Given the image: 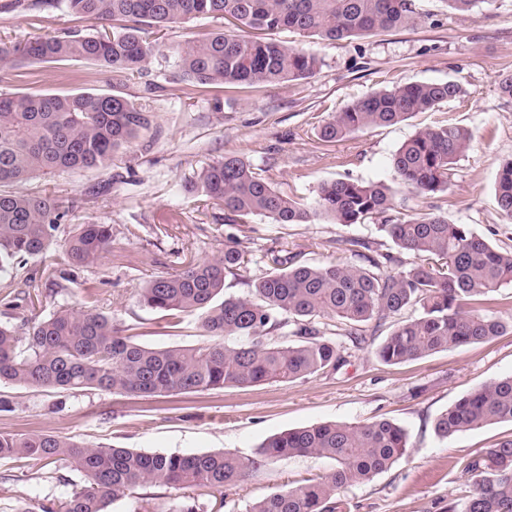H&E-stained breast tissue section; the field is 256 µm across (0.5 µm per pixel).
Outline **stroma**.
<instances>
[{
    "label": "stroma",
    "mask_w": 512,
    "mask_h": 512,
    "mask_svg": "<svg viewBox=\"0 0 512 512\" xmlns=\"http://www.w3.org/2000/svg\"><path fill=\"white\" fill-rule=\"evenodd\" d=\"M0 0V40L21 44L68 30L102 31L65 7L39 14L9 9ZM415 27L340 41L296 31H274V39L317 55L314 77L277 86H204L184 81L173 54L146 64L131 78L84 62L19 64L11 92L69 93L113 89L153 116L159 133L120 152L110 168L63 172L21 183L25 192H51L71 210L66 231L97 222L111 225L112 250L95 266L78 271L57 302L83 304L132 328L150 348L206 343L193 316L171 319L140 306L137 290L147 281L180 270L184 259L220 254L236 236L248 260L227 278L225 294L245 296L254 279L285 252L299 262L354 263L348 243L368 242L381 253L392 241L374 224H275L262 216L228 224L187 186L213 161L234 154L260 177L294 199L313 200L319 185L347 176L363 182L395 183L392 158L418 129L454 122L473 132L457 160L447 192L407 200V214L431 209L454 224H468L502 250L512 249V223L499 214L493 185L502 162L512 159V97L499 91L512 74V0H486L475 14L447 11L441 0H414ZM454 79L456 99L393 126L368 128L326 143L322 124L344 106L374 91L415 81ZM111 181L94 201L85 192ZM345 365L338 371L290 383L227 386L168 397L142 398L104 391H60L0 384V433H48L76 441L183 455L224 451L255 455L270 436L324 422L358 424L387 419L409 433L406 456L370 481L348 487L351 512H448V503L471 482L462 464L482 457L512 424H492L440 439L436 418L481 383L512 375V333L404 364L383 363L374 346L353 347L339 337ZM332 460L287 458L223 492L187 489L203 496L213 512H245L277 485L333 471ZM83 482L66 463L0 461V512L21 503L48 505Z\"/></svg>",
    "instance_id": "obj_1"
}]
</instances>
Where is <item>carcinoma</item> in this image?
Listing matches in <instances>:
<instances>
[{"label":"carcinoma","mask_w":512,"mask_h":512,"mask_svg":"<svg viewBox=\"0 0 512 512\" xmlns=\"http://www.w3.org/2000/svg\"><path fill=\"white\" fill-rule=\"evenodd\" d=\"M65 3L96 23L112 21L97 35L67 32L23 45L0 42V83L13 80L18 59L35 63L90 62L126 77L162 52L145 36L199 17H220L237 29H293L307 37L342 40L412 27L413 0H14L26 10ZM454 12L470 13L486 0H442ZM182 77L194 85H276L308 79L321 67L311 53L265 37L220 30L172 48ZM453 79L412 82L354 101L327 121L319 139L333 142L367 127L390 126L455 99ZM153 129L152 116L122 94H41L0 91V276L30 257L46 256L40 272L26 279L20 328L0 324V382L66 391L98 390L139 397L201 392L227 385L288 383L337 371L342 347L321 330L335 327L356 346L406 309L376 347L387 364L489 340L512 328L501 318L469 308L512 285V251H501L468 224L434 213L390 216L397 187L421 196L448 190L450 172L473 138L465 126L448 122L417 130L393 155L397 186L349 178L319 185L307 206L258 176L249 161L226 155L204 167L188 191L200 192L225 219L259 215L275 224H336L379 220L399 254L358 253L360 265H297L272 257L273 271L255 279L249 296L224 295L227 276L245 267V254L231 236L224 253L191 260L170 275L138 289L141 306L166 316L195 315L211 340L197 347L153 349L122 334L112 318L90 306L47 299L64 289L74 269L96 265L112 249V225L79 224L63 241L57 233L69 208L52 194H24L9 186L56 171L108 168L121 149ZM495 200L512 222V160L497 172ZM27 345L19 347L18 330ZM512 423V376L494 378L463 395L436 419L443 440L486 425ZM409 435L389 420L363 424L326 422L269 437L250 458L233 453L194 455L147 453L63 439L57 435L0 433V460L64 461L85 485L50 506L13 512H109L138 486L220 491L290 457L328 458L333 472L285 484L254 501L246 512H347L344 489L370 480L404 457ZM473 475L448 512H512V436L464 465ZM168 512H208L205 501L175 498Z\"/></svg>","instance_id":"cac0c4a2"}]
</instances>
